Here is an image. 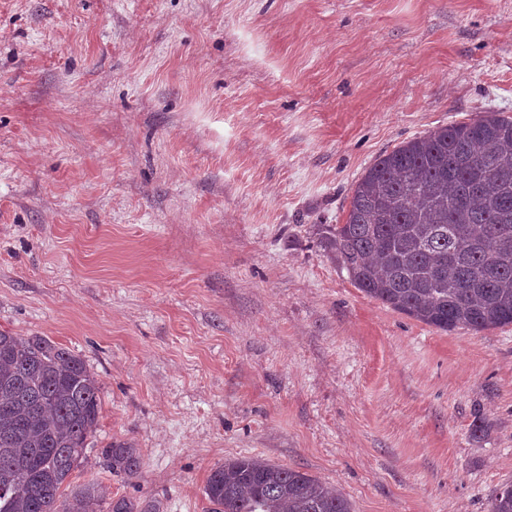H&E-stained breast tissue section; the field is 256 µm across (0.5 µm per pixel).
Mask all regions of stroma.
Listing matches in <instances>:
<instances>
[{
  "mask_svg": "<svg viewBox=\"0 0 512 512\" xmlns=\"http://www.w3.org/2000/svg\"><path fill=\"white\" fill-rule=\"evenodd\" d=\"M488 111L512 116V0H0V332L99 383L71 484L210 512L251 456L354 512H487L512 326L393 311L316 227L379 156ZM118 443L139 476L100 466Z\"/></svg>",
  "mask_w": 512,
  "mask_h": 512,
  "instance_id": "stroma-1",
  "label": "stroma"
}]
</instances>
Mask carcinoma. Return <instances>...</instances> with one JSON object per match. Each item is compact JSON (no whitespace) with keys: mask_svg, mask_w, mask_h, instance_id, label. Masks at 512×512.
I'll return each mask as SVG.
<instances>
[{"mask_svg":"<svg viewBox=\"0 0 512 512\" xmlns=\"http://www.w3.org/2000/svg\"><path fill=\"white\" fill-rule=\"evenodd\" d=\"M319 244L367 296L430 327L512 325V117L440 127L380 156L352 188L345 223L319 225ZM99 412L80 358L0 332V512H160L100 481L68 483ZM101 459L114 475L140 473L137 448ZM204 494L213 512H354L340 489L254 457L213 469ZM489 512H512V482Z\"/></svg>","mask_w":512,"mask_h":512,"instance_id":"1","label":"carcinoma"}]
</instances>
